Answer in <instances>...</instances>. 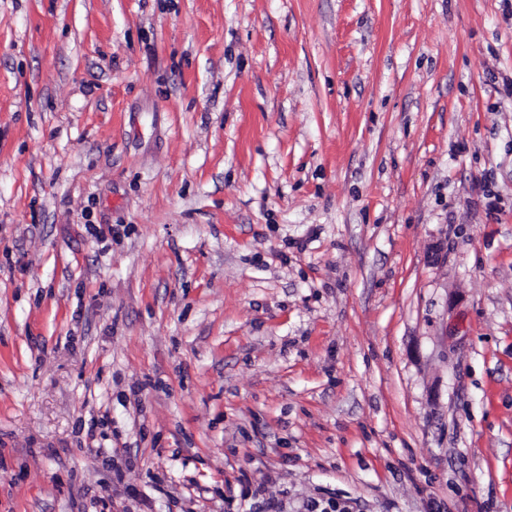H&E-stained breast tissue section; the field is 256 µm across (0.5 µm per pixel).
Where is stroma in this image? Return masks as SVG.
Here are the masks:
<instances>
[{"mask_svg": "<svg viewBox=\"0 0 512 512\" xmlns=\"http://www.w3.org/2000/svg\"><path fill=\"white\" fill-rule=\"evenodd\" d=\"M512 0H0V512H512Z\"/></svg>", "mask_w": 512, "mask_h": 512, "instance_id": "35a3bbf8", "label": "stroma"}]
</instances>
